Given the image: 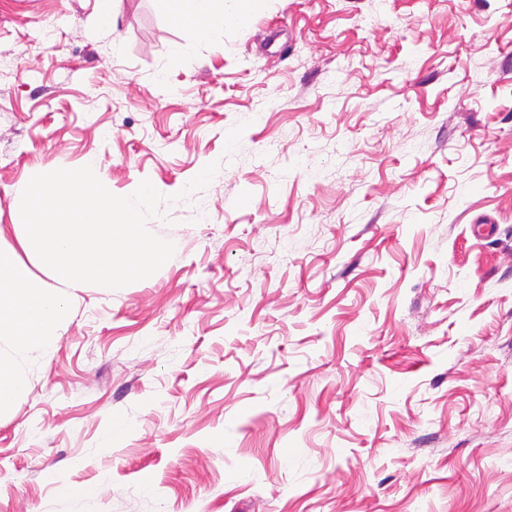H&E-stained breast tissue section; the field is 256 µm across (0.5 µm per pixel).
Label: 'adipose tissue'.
<instances>
[{
    "label": "adipose tissue",
    "mask_w": 512,
    "mask_h": 512,
    "mask_svg": "<svg viewBox=\"0 0 512 512\" xmlns=\"http://www.w3.org/2000/svg\"><path fill=\"white\" fill-rule=\"evenodd\" d=\"M225 0H185L184 7L178 8L174 0H155L157 9L170 17L192 37H205L214 30L223 28L226 18L244 21L246 0H232V9H225Z\"/></svg>",
    "instance_id": "obj_1"
}]
</instances>
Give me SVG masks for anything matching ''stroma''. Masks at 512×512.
Listing matches in <instances>:
<instances>
[{"mask_svg": "<svg viewBox=\"0 0 512 512\" xmlns=\"http://www.w3.org/2000/svg\"><path fill=\"white\" fill-rule=\"evenodd\" d=\"M100 9L0 0V245L90 161L175 252L119 289L27 259L72 309L0 414V512H512V0ZM176 1H185L184 7L174 8ZM155 4L191 37H206L224 28V0H155Z\"/></svg>", "mask_w": 512, "mask_h": 512, "instance_id": "1", "label": "stroma"}]
</instances>
